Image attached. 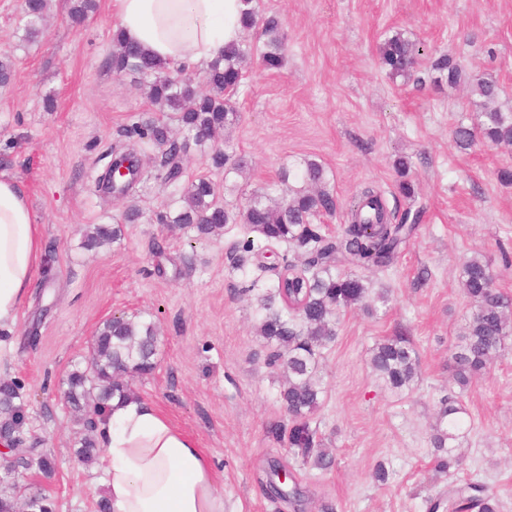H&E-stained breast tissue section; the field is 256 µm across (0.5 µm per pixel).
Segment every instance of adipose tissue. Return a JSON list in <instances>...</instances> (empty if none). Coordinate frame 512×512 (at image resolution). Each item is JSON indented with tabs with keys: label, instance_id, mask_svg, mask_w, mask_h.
Instances as JSON below:
<instances>
[{
	"label": "adipose tissue",
	"instance_id": "adipose-tissue-1",
	"mask_svg": "<svg viewBox=\"0 0 512 512\" xmlns=\"http://www.w3.org/2000/svg\"><path fill=\"white\" fill-rule=\"evenodd\" d=\"M242 0H112L123 38L171 67L205 65L243 32ZM44 227L0 177V330L14 325L43 261ZM112 512H224L215 469L152 401L112 399L96 427Z\"/></svg>",
	"mask_w": 512,
	"mask_h": 512
}]
</instances>
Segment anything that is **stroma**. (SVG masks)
<instances>
[{
	"label": "stroma",
	"mask_w": 512,
	"mask_h": 512,
	"mask_svg": "<svg viewBox=\"0 0 512 512\" xmlns=\"http://www.w3.org/2000/svg\"><path fill=\"white\" fill-rule=\"evenodd\" d=\"M85 21L72 22L53 0L39 36L24 38L21 0H0V58L12 76L0 85V175L17 181L45 227V260L36 286L11 330L0 379L17 382L29 441L55 460L51 480L58 512H97L103 463L75 455L81 431L64 393L66 378L85 366L99 325L115 315L155 321L157 367L135 379L138 396L154 402L192 435L220 478L224 512H428L470 481L485 484L512 512V337L502 356L467 389L452 380L451 355L472 316L462 291V264L488 261L493 286L512 296V185L498 168L512 150L459 149L451 132L474 115L465 87L434 85L431 65L443 55L493 78L512 105V0H257L261 16H277L287 34L284 63L252 62L233 101L240 114L226 152L244 160L242 173L214 169L209 147L184 155L183 178L219 185L227 207L257 189L280 195L278 174L302 158L320 162L338 209L320 217L336 236L350 203L367 186L389 207L421 213L417 230L393 263L365 272V306L339 312L336 340L317 357L325 390L312 420L333 451L329 466L302 463L273 428L285 421L282 379L269 365L271 345L258 335V307L249 273L264 256L237 267L250 233L238 224L205 237L195 226L170 228L155 215L181 183L163 186L148 159L154 145L129 136L154 113L129 75L109 67L116 19L112 0H97ZM419 41V82L390 78L378 45L395 30ZM130 148L145 164L129 195L107 197L97 180L111 147ZM406 156L414 200L398 188L393 162ZM140 215L128 223L129 207ZM93 224H119L121 237L84 244ZM387 302H380V291ZM409 336L419 357L416 381L389 388L373 372L376 342ZM456 396L466 431L454 443L460 465L435 468L431 442L441 403ZM387 482L374 477L377 464ZM296 502L271 496L278 470Z\"/></svg>",
	"instance_id": "obj_1"
}]
</instances>
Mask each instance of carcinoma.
I'll use <instances>...</instances> for the list:
<instances>
[{
	"label": "carcinoma",
	"instance_id": "carcinoma-1",
	"mask_svg": "<svg viewBox=\"0 0 512 512\" xmlns=\"http://www.w3.org/2000/svg\"><path fill=\"white\" fill-rule=\"evenodd\" d=\"M68 14L75 21L83 20L94 9L95 0H66ZM244 29H259L256 42L241 41L224 48V52L205 71L200 85L166 74L167 66L126 43L115 34L117 47L112 53L110 68L118 76L133 75L147 88V96L160 112H172L183 138L170 137L168 124L162 119H147L134 132L148 138L160 148L156 156L155 178L164 185L180 181L182 158L191 145L210 144L212 164L224 175L241 173L242 163L227 166L229 156L219 146L218 135L239 121V113L231 104V91L239 87L244 62L256 56L267 69L282 65L286 35L275 17L258 18L253 0H243ZM47 0H24V33L28 40L40 33ZM382 64L393 78L408 79L419 64L420 46L400 30L387 36L379 46ZM433 69L443 74L449 85L467 86L475 115L470 125L460 124L453 130L456 146L468 150L478 143L489 147L512 146V107L500 102L498 83L480 74L468 72L449 56L438 58ZM127 165L129 178L140 177L141 159L133 152H112V166ZM399 192L414 197V186L408 179L410 164L404 158L394 164ZM279 180L301 183L290 190L288 198L276 205L267 196L255 192L245 206L228 209L217 199L214 182L199 177L185 184L179 197L169 201L156 215L159 224H192L201 235H219L228 224H244L257 235L262 247L248 242L244 252H264L268 247L292 245L302 265L284 262L296 287H284V278L276 276L267 291L257 297L261 311L259 335L275 345L270 365L279 368L286 384L279 398L287 414V422L275 427L287 436L288 449L303 462L318 467L331 464L332 459L320 448L317 430L311 416L322 404L323 390L316 378L315 356L319 349L336 340L335 313L363 301L366 287L363 279L337 269L349 257L364 269L386 267L392 263L400 246L413 233L416 224L408 223L410 212H387L380 194L368 188L354 205L353 222L345 225L334 239L320 232L313 219L336 213L338 202L327 187L325 170L319 162L303 158L293 168H284ZM122 235V225L98 224L84 234V243L96 247L115 241ZM465 296L475 304V311L459 349L453 353L456 383L465 387L470 378L488 368L505 349L508 337L512 298L493 288L490 266L475 255L461 269ZM159 332L151 320L112 316L98 328L92 346L91 363L84 369L72 370L66 379V396L70 406L84 416L92 410L105 411L109 402L134 394L129 381L152 373L156 368ZM371 366L396 390L407 388L418 376L419 358L410 339L402 334L387 337L371 350ZM17 387L0 384V437L11 438L19 425L22 407L17 403ZM462 408L450 397L445 400L434 434L436 467L445 472L458 466L460 459L452 454V443L463 431L458 414ZM76 449L78 458L89 463L99 456L95 439L87 435ZM18 484L11 474H0V512H16ZM456 509L466 512H497L499 504L484 485L470 482L454 491Z\"/></svg>",
	"mask_w": 512,
	"mask_h": 512
}]
</instances>
